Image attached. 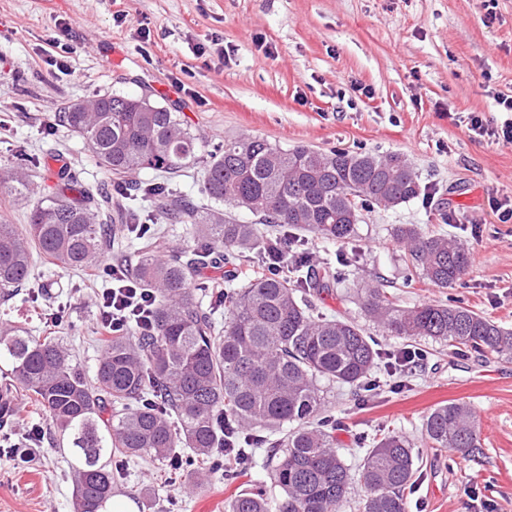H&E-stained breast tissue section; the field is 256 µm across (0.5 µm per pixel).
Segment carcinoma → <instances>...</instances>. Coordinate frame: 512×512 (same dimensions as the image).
I'll use <instances>...</instances> for the list:
<instances>
[{
	"mask_svg": "<svg viewBox=\"0 0 512 512\" xmlns=\"http://www.w3.org/2000/svg\"><path fill=\"white\" fill-rule=\"evenodd\" d=\"M60 122L82 138L97 164L115 176L112 195L69 178L55 196L37 203L21 230L0 224V295L29 282L39 251L53 272L98 267L111 225L101 210L112 199L142 197L169 224H183L202 244L195 257L176 248L160 257L147 245L134 260L119 257L140 287L153 293L152 329L133 325L101 336L100 355L89 383L55 336L27 329L0 330V358L9 373L0 384V420L15 413L22 395L43 408L56 447L67 450L75 512H100L112 499V456L150 457L174 475L205 480L206 461L229 419L235 446L262 443L255 430L284 426L281 453L269 472L282 498L261 490L242 492L229 512H342L353 477L335 446L322 384L362 390L380 358L377 343L356 321L315 312L312 297L330 295L349 273L327 266L302 280L303 264L272 275L250 274L224 290L210 291L225 309L224 326L202 306L209 284L202 269L211 253L224 262L248 255L258 265L271 248L309 231L331 243L358 242L362 212L393 209L421 194L412 163L396 152L285 149L258 135L208 144L179 113L147 98L96 95L72 103ZM189 163L203 167L205 202L174 196L162 182H127L151 169L174 177ZM0 187L15 196L32 193L25 159L0 172ZM240 210L254 217L243 224ZM395 238L408 261L404 282L422 279L450 288L471 265L470 248L456 237L400 224ZM361 310L391 336L429 338L455 351L512 359V330L454 298L402 308L383 288L364 289ZM433 448L460 455L478 450L473 408L450 402L422 420ZM417 472L413 448L387 432L370 442L359 482L363 512H406L404 491Z\"/></svg>",
	"mask_w": 512,
	"mask_h": 512,
	"instance_id": "carcinoma-1",
	"label": "carcinoma"
}]
</instances>
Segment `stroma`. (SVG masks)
<instances>
[{
  "label": "stroma",
  "instance_id": "35a3bbf8",
  "mask_svg": "<svg viewBox=\"0 0 512 512\" xmlns=\"http://www.w3.org/2000/svg\"><path fill=\"white\" fill-rule=\"evenodd\" d=\"M216 38L223 51L213 47ZM57 39L74 48L61 66ZM364 86L371 96L361 95ZM112 92L181 113L212 143L249 133L284 148L398 152L410 160L423 195L365 213L360 260L318 305L378 334L383 352L411 347L424 359L402 390L370 402L350 388H329L343 424L336 446L355 472L364 456L360 435L388 429L408 439L418 459L407 512H512V360L379 335L358 305L361 288L382 284L401 305L455 297L512 329V223H500L489 205L512 197V146L473 139L458 120L466 112L499 120L498 98L512 96V0H0V160L20 149L36 161L34 197L0 192V222L27 224L35 198L51 197L61 182L56 162L111 190V176L58 116ZM400 224L467 242L466 278L447 289L403 287L405 256L393 236ZM102 286L76 270L52 277L35 264L34 300H0V325L16 321L33 335L59 336L73 362L94 371ZM60 308L65 323L47 327ZM453 401L477 415L475 456L428 447L421 435L423 418ZM33 426H49L33 406L0 426V512H74L69 464L50 439L27 463L8 452ZM270 454L255 449L232 478L213 472L203 486L183 483L175 492L159 463L117 455L115 498L126 512H227L244 490L279 496L267 475Z\"/></svg>",
  "mask_w": 512,
  "mask_h": 512
}]
</instances>
